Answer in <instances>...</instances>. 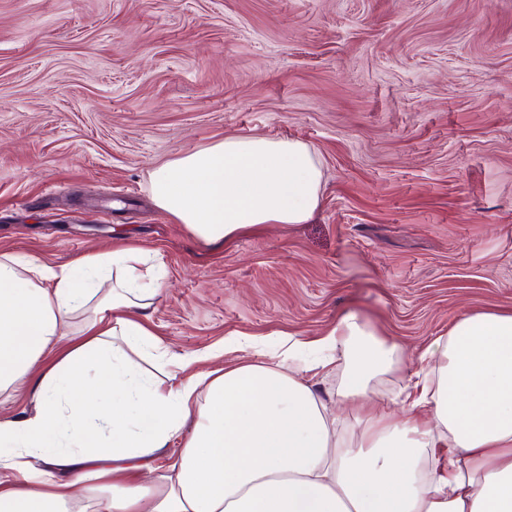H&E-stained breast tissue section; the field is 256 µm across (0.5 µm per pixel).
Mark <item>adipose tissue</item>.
Returning <instances> with one entry per match:
<instances>
[{
    "label": "adipose tissue",
    "instance_id": "obj_1",
    "mask_svg": "<svg viewBox=\"0 0 512 512\" xmlns=\"http://www.w3.org/2000/svg\"><path fill=\"white\" fill-rule=\"evenodd\" d=\"M322 163L298 140L233 136L154 169L155 205L203 246L305 224ZM163 270L134 248L66 264L0 254V393L33 408L0 419V512H512V311L474 312L434 338L399 413L381 381L396 346L354 316L171 384L134 352ZM342 367L332 400L313 376ZM352 414L349 437L336 434ZM165 471L148 468L173 439Z\"/></svg>",
    "mask_w": 512,
    "mask_h": 512
}]
</instances>
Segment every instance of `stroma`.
I'll return each mask as SVG.
<instances>
[{"instance_id": "obj_1", "label": "stroma", "mask_w": 512, "mask_h": 512, "mask_svg": "<svg viewBox=\"0 0 512 512\" xmlns=\"http://www.w3.org/2000/svg\"><path fill=\"white\" fill-rule=\"evenodd\" d=\"M232 136L320 155L321 208L217 250L149 193ZM133 246L177 380L355 314L390 411L460 316L512 310V0H0V252Z\"/></svg>"}]
</instances>
